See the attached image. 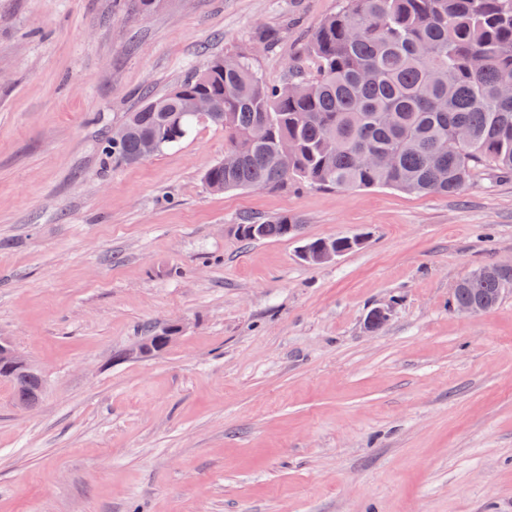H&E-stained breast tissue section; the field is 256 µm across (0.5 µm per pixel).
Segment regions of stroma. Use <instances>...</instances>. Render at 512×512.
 Returning a JSON list of instances; mask_svg holds the SVG:
<instances>
[{
  "mask_svg": "<svg viewBox=\"0 0 512 512\" xmlns=\"http://www.w3.org/2000/svg\"><path fill=\"white\" fill-rule=\"evenodd\" d=\"M338 7L0 0V336L45 381L29 410L0 383V512H512V292L453 306L512 261V176L218 193L222 128L131 166L103 150L210 55L283 82ZM284 212L363 243L311 265L235 232ZM148 323L184 329L127 358ZM493 266L500 271H506L505 274H509V276L505 277L504 280L501 281V284V274L498 270L493 268ZM488 268V271H486V273L475 282L455 288L454 300L459 312L465 314L478 313V310L472 305L463 304V302L467 301L466 293L469 292L470 288H475L473 296L476 298H480L483 295V288H487L491 293L493 292L492 290L496 288L498 296L502 295L505 290H512V262H510V264L497 263V265L488 266ZM458 303L460 304L457 305Z\"/></svg>",
  "mask_w": 512,
  "mask_h": 512,
  "instance_id": "1",
  "label": "stroma"
}]
</instances>
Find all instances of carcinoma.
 I'll return each mask as SVG.
<instances>
[{"label":"carcinoma","mask_w":512,"mask_h":512,"mask_svg":"<svg viewBox=\"0 0 512 512\" xmlns=\"http://www.w3.org/2000/svg\"><path fill=\"white\" fill-rule=\"evenodd\" d=\"M512 0H341L339 10L311 34L303 56L280 84L263 81L250 58L214 55L202 69L124 116L122 138L108 140L112 162L142 160L151 138L156 153L180 143L201 123L224 129V161L203 180L215 192L268 189L293 183L330 189L391 187L409 193H453L480 170L512 173ZM211 100V115L192 111ZM469 130L456 139L460 127ZM288 142V160L279 146ZM394 157L390 168L363 162ZM294 214L244 216L239 236L249 242L299 238ZM328 246L356 249L350 237L306 238L312 255ZM491 267L455 289L500 287ZM18 407L41 395L19 369L4 379Z\"/></svg>","instance_id":"1"}]
</instances>
